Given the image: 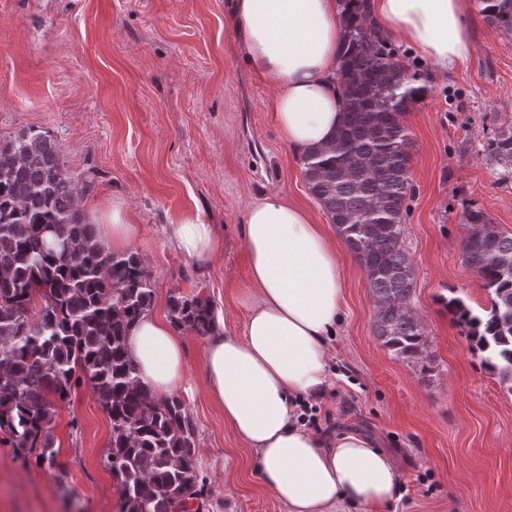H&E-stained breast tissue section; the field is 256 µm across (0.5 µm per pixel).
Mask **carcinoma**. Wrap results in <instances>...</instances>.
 <instances>
[{
	"label": "carcinoma",
	"instance_id": "obj_1",
	"mask_svg": "<svg viewBox=\"0 0 512 512\" xmlns=\"http://www.w3.org/2000/svg\"><path fill=\"white\" fill-rule=\"evenodd\" d=\"M485 22L512 36V0H480ZM345 114L335 140L302 156L310 192L364 268L375 300V335L399 361L432 370L426 332L410 307L414 270L402 242L410 138L403 114L426 94L366 13L345 18L336 73ZM512 166V130L487 145ZM78 179L58 143L30 128L0 141V431L15 448H37L53 464L54 402L83 379L111 423L107 465L119 484V512H192L203 498L196 425L177 396L156 397L139 377L127 339L154 299L150 271L133 251L113 253L85 222ZM463 260L489 297L483 312L460 297L448 310L468 329L482 364L512 383V235L480 211ZM178 328L209 333L208 297L173 295Z\"/></svg>",
	"mask_w": 512,
	"mask_h": 512
}]
</instances>
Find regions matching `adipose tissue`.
I'll list each match as a JSON object with an SVG mask.
<instances>
[{
    "label": "adipose tissue",
    "instance_id": "obj_1",
    "mask_svg": "<svg viewBox=\"0 0 512 512\" xmlns=\"http://www.w3.org/2000/svg\"><path fill=\"white\" fill-rule=\"evenodd\" d=\"M378 27L438 70L467 63L469 0H369ZM233 22L249 64L277 88L274 121L297 154L330 143L344 119L336 81L340 0H235ZM176 249L209 268L222 248L200 215L170 225ZM258 292L242 335L216 316L204 354L207 391L224 423L259 460L263 486L287 512H381L399 497L398 462L356 432L321 433L301 421L305 402L329 384L327 342L344 304L338 247L322 225L277 193L249 210L244 234ZM128 348L156 396L182 387L186 341L166 319L145 314Z\"/></svg>",
    "mask_w": 512,
    "mask_h": 512
}]
</instances>
